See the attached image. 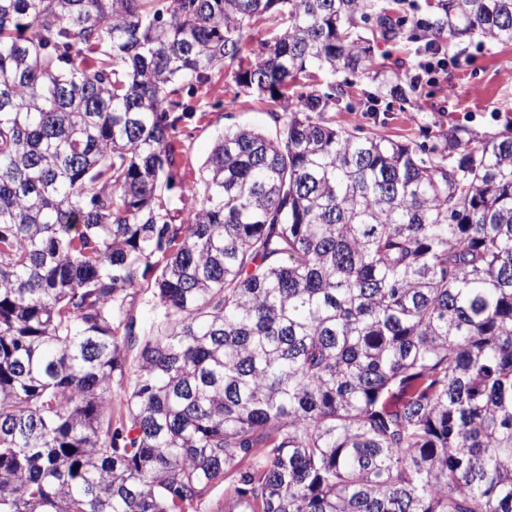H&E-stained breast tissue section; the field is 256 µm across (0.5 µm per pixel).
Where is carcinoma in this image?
Listing matches in <instances>:
<instances>
[{
	"label": "carcinoma",
	"instance_id": "carcinoma-1",
	"mask_svg": "<svg viewBox=\"0 0 512 512\" xmlns=\"http://www.w3.org/2000/svg\"><path fill=\"white\" fill-rule=\"evenodd\" d=\"M475 34L512 0H0V512H512V135L326 118ZM215 68L288 117L175 211Z\"/></svg>",
	"mask_w": 512,
	"mask_h": 512
}]
</instances>
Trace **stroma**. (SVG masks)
<instances>
[{
    "label": "stroma",
    "instance_id": "35a3bbf8",
    "mask_svg": "<svg viewBox=\"0 0 512 512\" xmlns=\"http://www.w3.org/2000/svg\"><path fill=\"white\" fill-rule=\"evenodd\" d=\"M455 64L423 84L416 107L392 99L377 103L372 112H332L328 118L340 127H363L391 138L423 142L438 127L461 124L475 133L512 132V47L480 45L478 38L462 37L444 43ZM223 109H214V102ZM193 108L176 157L177 181L184 204H193L199 168L215 137L230 126L256 127L275 134L271 117L277 106L268 96L245 93L230 71L214 70L208 82L188 99Z\"/></svg>",
    "mask_w": 512,
    "mask_h": 512
}]
</instances>
